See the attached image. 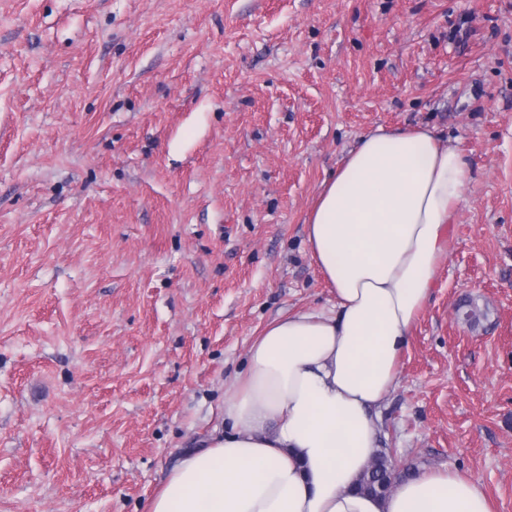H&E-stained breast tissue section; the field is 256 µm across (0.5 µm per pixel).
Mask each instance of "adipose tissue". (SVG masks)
Returning <instances> with one entry per match:
<instances>
[{"instance_id":"adipose-tissue-1","label":"adipose tissue","mask_w":512,"mask_h":512,"mask_svg":"<svg viewBox=\"0 0 512 512\" xmlns=\"http://www.w3.org/2000/svg\"><path fill=\"white\" fill-rule=\"evenodd\" d=\"M468 180L463 153L427 127L358 137L305 225L336 314L265 328L224 396L228 429L178 459L148 512H492L479 481L446 469L383 500L356 490Z\"/></svg>"}]
</instances>
